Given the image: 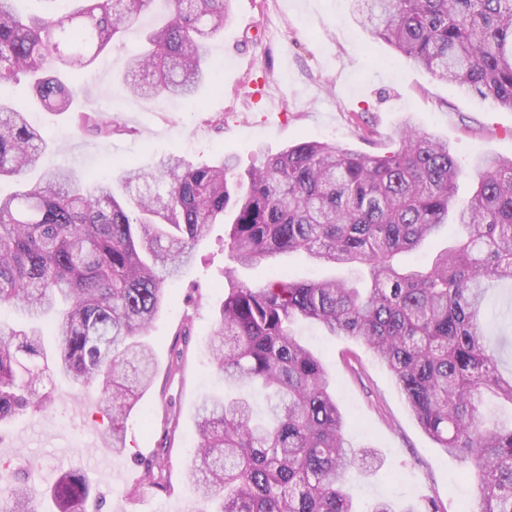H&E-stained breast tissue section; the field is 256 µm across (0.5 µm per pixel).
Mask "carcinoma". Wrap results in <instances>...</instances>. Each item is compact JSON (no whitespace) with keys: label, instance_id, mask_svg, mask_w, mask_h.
Wrapping results in <instances>:
<instances>
[{"label":"carcinoma","instance_id":"obj_1","mask_svg":"<svg viewBox=\"0 0 512 512\" xmlns=\"http://www.w3.org/2000/svg\"><path fill=\"white\" fill-rule=\"evenodd\" d=\"M74 12L22 15L0 0V86L28 80L42 107L74 127L110 139L112 115L75 105L79 79L110 45L162 5L167 20L146 31L125 80L140 98L193 100L214 70L208 41L230 18V0H81ZM357 22L413 65L512 111V0H352ZM44 138L27 110L0 101V307L30 325L0 329V422L52 402L35 394L49 374L97 388L105 398V446L125 455L123 419L156 371L142 337L197 243L231 216L224 248V304L208 336L209 363L234 397L206 396L197 408L199 442L191 477L211 512H356L345 490L358 461L382 465L375 449L346 437L344 415L322 359L293 327L316 322L362 342L394 376L418 423L467 464L476 512H512V426L484 410V397L512 406V375L500 372L484 320L490 290L512 283V159L476 160V184L454 202L462 169L448 141L404 122L398 148L367 154L303 141L235 173L231 153L192 166L176 155L153 170L124 166L114 179L82 182L65 167L43 172ZM147 190L127 193L134 184ZM462 236L427 267L400 256L440 236L448 212ZM304 252L323 264L358 267L348 280L281 276L275 258ZM258 273L241 280L238 268ZM55 314L58 348L48 356L36 324ZM133 367L134 378L127 368ZM261 391L268 418L258 417ZM175 432L172 402L146 414ZM169 458L155 453L145 479L168 489ZM30 474L0 463V512H35ZM57 512H102L88 476L61 474L51 488Z\"/></svg>","mask_w":512,"mask_h":512}]
</instances>
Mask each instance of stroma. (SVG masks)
<instances>
[{
	"label": "stroma",
	"instance_id": "obj_1",
	"mask_svg": "<svg viewBox=\"0 0 512 512\" xmlns=\"http://www.w3.org/2000/svg\"><path fill=\"white\" fill-rule=\"evenodd\" d=\"M131 30L123 45L108 48L83 77L81 104L111 110L123 135L101 140L74 130L67 115L35 113L45 124L47 168L66 166L94 178L115 176L121 163L152 166L175 154L197 165L221 152L238 156V173L257 164V150L275 153L303 141H328L369 154L395 147L405 119L451 145L464 176L460 197L470 193L472 161L479 155L512 158V111L477 94L433 79L413 66L354 19L349 0H231V17L208 45L220 66L217 85H203L194 108L176 99H134L123 82L129 57L144 29ZM223 113L215 128L214 113ZM228 225H213L194 248V259L167 289L164 308L146 338L157 363L152 387L142 401L160 405L173 398L179 426L172 435L146 428L139 410L124 420L128 452L114 459L102 439V397L58 376L53 402L0 427V459L27 467L37 512H51L47 495L60 472L88 474L103 496V512H205L188 478L197 446L196 410L204 395L217 394L205 350L206 336L224 303V249ZM193 313L188 341L175 335L185 313ZM300 341L322 354L333 378L345 433L355 445L375 448L379 471L357 466L347 474V490L368 512L378 497L418 512H460L474 503L467 466L446 454L418 424L389 370L361 342L330 336L318 325L299 323ZM182 370L169 375L174 350ZM170 457L171 488L161 491L144 479L159 447Z\"/></svg>",
	"mask_w": 512,
	"mask_h": 512
}]
</instances>
